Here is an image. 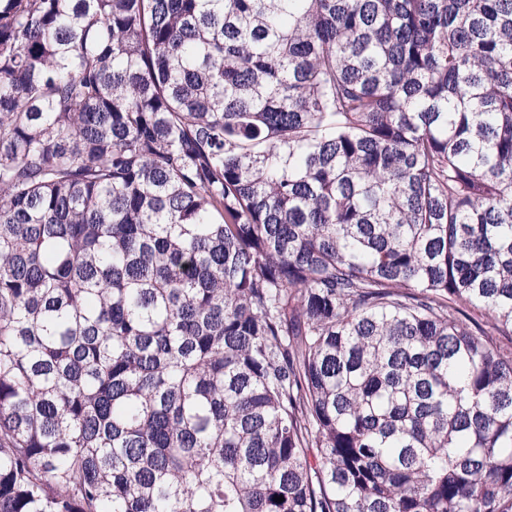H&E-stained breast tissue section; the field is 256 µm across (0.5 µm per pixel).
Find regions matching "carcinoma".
Here are the masks:
<instances>
[{"label": "carcinoma", "mask_w": 512, "mask_h": 512, "mask_svg": "<svg viewBox=\"0 0 512 512\" xmlns=\"http://www.w3.org/2000/svg\"><path fill=\"white\" fill-rule=\"evenodd\" d=\"M0 512H512V0H0Z\"/></svg>", "instance_id": "1"}]
</instances>
